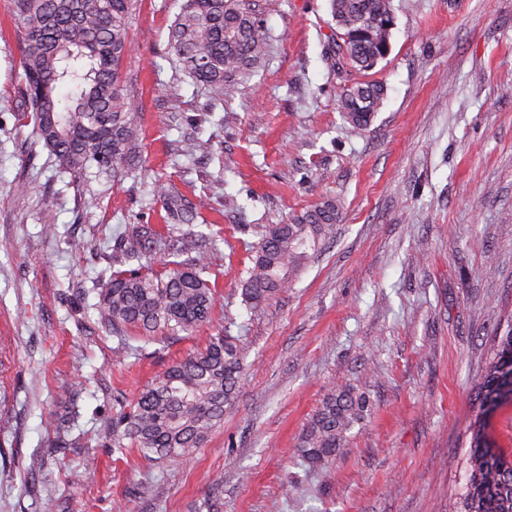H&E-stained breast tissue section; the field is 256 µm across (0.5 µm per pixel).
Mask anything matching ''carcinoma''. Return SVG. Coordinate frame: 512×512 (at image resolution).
Wrapping results in <instances>:
<instances>
[{
    "mask_svg": "<svg viewBox=\"0 0 512 512\" xmlns=\"http://www.w3.org/2000/svg\"><path fill=\"white\" fill-rule=\"evenodd\" d=\"M137 0H17L25 30L22 79L36 136L76 179L98 174L116 178L140 154L134 132L136 109L121 87L122 67L132 49L130 19ZM275 0H184L170 34L175 65L210 99L232 96L237 77L245 76L268 54L265 16ZM336 53L359 70H370L390 50L395 25L392 0H331ZM72 87L67 102L59 89ZM386 89L380 83L345 87L339 108L356 130L366 129L380 110ZM205 153L196 138L177 141L175 154ZM153 196L168 218L189 224L195 214L166 179L153 182ZM336 202L327 200L288 224L262 227L253 246L252 265L243 279V297L255 308L293 286L310 253L325 244L338 220ZM162 233L154 224H128L114 239L112 271L96 305L101 326L116 337L131 329L163 338L189 334L207 323L214 293L203 274L209 252L198 235L168 242V270L151 271ZM137 262L135 269L122 266ZM240 339L226 330L189 358L171 365L144 389L134 406L112 421V447L125 441L148 460L187 464L209 433L224 422L243 373ZM512 368V334L495 339L493 354L477 375L479 402L470 424V454L461 512H512V456L489 447L485 402L507 384ZM370 407L367 391L331 389L304 432L299 452L312 464L336 457L349 433ZM69 419L51 418L49 430L58 447L67 445Z\"/></svg>",
    "mask_w": 512,
    "mask_h": 512,
    "instance_id": "obj_1",
    "label": "carcinoma"
}]
</instances>
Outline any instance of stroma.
<instances>
[{"label":"stroma","instance_id":"35a3bbf8","mask_svg":"<svg viewBox=\"0 0 512 512\" xmlns=\"http://www.w3.org/2000/svg\"><path fill=\"white\" fill-rule=\"evenodd\" d=\"M181 4L138 0L122 84L141 154L124 180L86 184L33 132L24 31L0 0V512H207L215 494L220 512H457L472 378L512 315V0H392L391 49L368 71L337 70L330 0H279L267 59L216 106L173 78ZM368 81L387 97L359 133L339 98ZM191 132L205 154L175 157ZM160 175L216 241L215 305L178 341L120 340L95 309L106 244L166 223ZM327 200L329 242L293 288L247 308L259 227ZM224 329L241 336L246 373L193 462L114 452L122 405ZM366 381L372 411L336 458L298 460L330 387ZM72 410L71 444L55 447L46 420Z\"/></svg>","mask_w":512,"mask_h":512}]
</instances>
